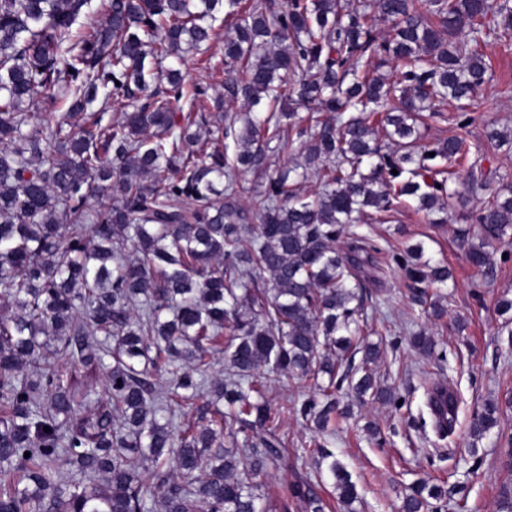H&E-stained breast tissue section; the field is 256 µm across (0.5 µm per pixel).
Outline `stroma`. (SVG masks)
I'll return each instance as SVG.
<instances>
[{
  "label": "stroma",
  "instance_id": "35a3bbf8",
  "mask_svg": "<svg viewBox=\"0 0 512 512\" xmlns=\"http://www.w3.org/2000/svg\"><path fill=\"white\" fill-rule=\"evenodd\" d=\"M486 55L491 80L468 109V134L481 146L480 165L492 188L499 190L512 186V149L491 147L485 131L491 119L512 127V39L493 44ZM481 202V197L465 196L443 224L430 223L425 213L408 203L392 212L388 223L370 230L381 252L365 283V307L389 321L390 347L377 372L384 386L396 390L400 402L353 405L351 415L337 419L334 434L325 438L328 450L346 465L357 485L358 512H399L410 486L419 479L447 490L442 512H496L503 485L512 482L506 455L512 447V346L507 343L512 317L496 311L500 299L512 298V234L493 252L492 271L476 274L459 231L470 227L469 215ZM416 243L424 245L426 257L448 265L453 274L443 318L424 311L427 283L410 280L393 260ZM419 329L437 340L435 357H423L411 347L410 334ZM423 369L432 381H452L464 399L456 430L440 456L433 455L432 442L411 425L412 418L426 410L419 377ZM311 393L305 384L267 375V399L289 412L282 427V459L260 481L272 498L285 501L297 478L310 477L328 504L326 512H340L327 473L318 471L307 451L313 433L299 407ZM487 400L498 403L500 425L475 444L471 415ZM370 423L381 429L383 446L370 442L365 431Z\"/></svg>",
  "mask_w": 512,
  "mask_h": 512
}]
</instances>
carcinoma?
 Here are the masks:
<instances>
[{
	"label": "carcinoma",
	"instance_id": "carcinoma-1",
	"mask_svg": "<svg viewBox=\"0 0 512 512\" xmlns=\"http://www.w3.org/2000/svg\"><path fill=\"white\" fill-rule=\"evenodd\" d=\"M98 14L91 0H0V512H325L308 477L279 503L252 482L280 460L288 411L266 399L265 375L314 388L300 411L321 436L349 413L343 394L397 402L371 368L384 347L368 341L381 332L361 293L381 248L352 227L384 223L405 197L445 222L456 166L468 191L489 190L466 113L451 136L421 128L490 81L485 49L512 31V0H101ZM220 42L222 55L205 51ZM193 50L224 92L181 68ZM226 96L245 108L224 112ZM487 139L512 146V128L492 122ZM296 140L300 160L269 170ZM249 171L262 189L240 184ZM310 173L320 189L304 196ZM470 220L483 274L512 230V194ZM424 253L393 260L445 285L448 267ZM411 343L435 353L421 331ZM424 395L451 435L455 386ZM498 424L488 401L470 431ZM311 445L355 512L351 474ZM446 494L420 481L402 512Z\"/></svg>",
	"mask_w": 512,
	"mask_h": 512
}]
</instances>
